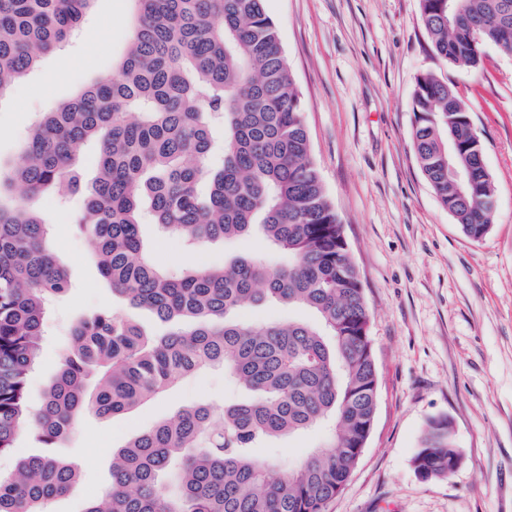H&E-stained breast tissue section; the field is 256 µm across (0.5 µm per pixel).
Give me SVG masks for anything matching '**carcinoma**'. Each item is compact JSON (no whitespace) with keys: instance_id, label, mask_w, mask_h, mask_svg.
Returning a JSON list of instances; mask_svg holds the SVG:
<instances>
[{"instance_id":"carcinoma-1","label":"carcinoma","mask_w":512,"mask_h":512,"mask_svg":"<svg viewBox=\"0 0 512 512\" xmlns=\"http://www.w3.org/2000/svg\"><path fill=\"white\" fill-rule=\"evenodd\" d=\"M95 0H0V99L82 25ZM134 22L112 75L44 113L20 149L0 160V455L20 434L55 448L79 418L135 411L184 375L222 366L246 398L219 414L179 410L112 453L111 480L83 512H324L346 486L377 406L369 315L342 225L312 157L279 30L266 0H133ZM434 51L477 70L487 44L512 55V0H420ZM433 74L413 92V148L441 204L471 240L494 197L472 147L468 110ZM223 130L216 141L215 131ZM474 169L461 197L448 180V145ZM98 145L84 180L83 148ZM84 197L74 218L94 245L112 295L167 326L146 331L105 307L71 327L69 346L39 410L27 386L40 361L48 304L70 288L38 205ZM190 246L260 236L288 263L236 255L222 267L176 272L144 255V211ZM265 304L310 311L312 321L246 319ZM334 421L331 443L274 478L251 454ZM459 456L448 421H429L414 458L423 479ZM51 454L18 457L0 474V512H49L78 480Z\"/></svg>"}]
</instances>
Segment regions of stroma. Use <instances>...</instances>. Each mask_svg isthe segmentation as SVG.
Segmentation results:
<instances>
[{"mask_svg":"<svg viewBox=\"0 0 512 512\" xmlns=\"http://www.w3.org/2000/svg\"><path fill=\"white\" fill-rule=\"evenodd\" d=\"M304 107L313 157L343 227L370 318L378 401L372 433L344 490L325 512H512V56L485 49L481 70L438 57L419 0H267ZM130 0H96L82 31L45 57L0 100V158L41 113L90 79L111 73L132 24ZM448 83L466 105L496 186L485 237L468 239L419 169L412 142V92L419 76ZM81 198L42 203L55 251L72 283L47 315L42 363L29 379L39 408L73 322L112 301L74 226ZM153 260L169 269L236 254H286L258 238L214 242L189 253L182 241L143 222ZM223 368L178 380L133 413L86 415L57 450L80 478L52 512H83L110 481L111 452L178 410L239 399ZM447 419L462 462L425 480L414 457L423 430ZM327 426L291 442H265L257 457L293 469L323 446Z\"/></svg>","mask_w":512,"mask_h":512,"instance_id":"35a3bbf8","label":"stroma"}]
</instances>
